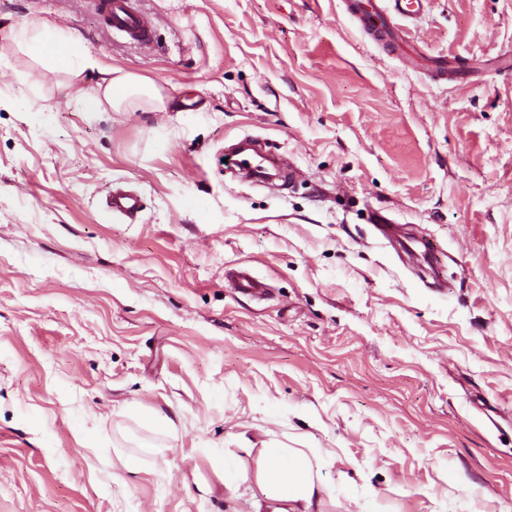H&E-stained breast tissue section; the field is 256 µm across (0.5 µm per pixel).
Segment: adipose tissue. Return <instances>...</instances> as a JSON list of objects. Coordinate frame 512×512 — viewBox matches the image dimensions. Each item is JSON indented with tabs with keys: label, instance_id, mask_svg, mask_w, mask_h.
Here are the masks:
<instances>
[{
	"label": "adipose tissue",
	"instance_id": "adipose-tissue-1",
	"mask_svg": "<svg viewBox=\"0 0 512 512\" xmlns=\"http://www.w3.org/2000/svg\"><path fill=\"white\" fill-rule=\"evenodd\" d=\"M19 42L34 60L44 66L81 77L87 70H97L98 78L89 108L109 106L113 111L128 110L134 99L150 100L155 109H164L159 90L128 73H111L83 57L58 30L28 32L21 30ZM336 454L328 448H291L282 443L262 442L253 469H239L242 481L254 482L267 500L272 512H320L324 498L332 489L323 482L320 471L334 461Z\"/></svg>",
	"mask_w": 512,
	"mask_h": 512
}]
</instances>
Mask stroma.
<instances>
[{"label": "stroma", "mask_w": 512, "mask_h": 512, "mask_svg": "<svg viewBox=\"0 0 512 512\" xmlns=\"http://www.w3.org/2000/svg\"><path fill=\"white\" fill-rule=\"evenodd\" d=\"M132 2L151 44L92 0H0V512H251L225 463L263 440L335 449L323 512H512V75L410 69L348 0ZM22 26L165 111L89 110ZM406 32L488 63L512 0H425ZM245 136L292 183L229 173ZM110 208L112 212L133 215L141 209V199L132 192L116 191L111 195ZM228 282L230 287L234 288L237 292L254 297H262L265 292V284L244 268L237 270Z\"/></svg>", "instance_id": "obj_1"}]
</instances>
